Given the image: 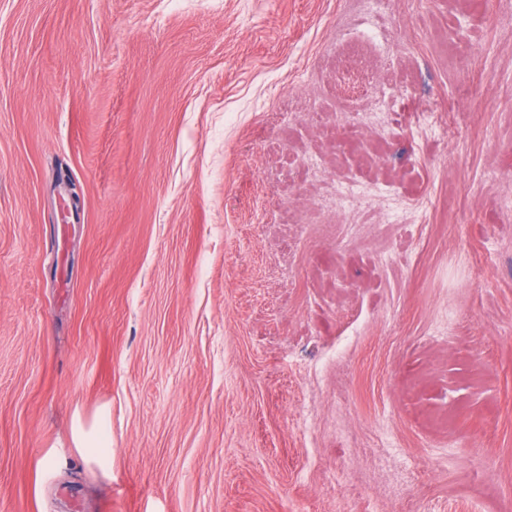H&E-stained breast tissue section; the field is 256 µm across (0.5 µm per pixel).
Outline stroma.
Wrapping results in <instances>:
<instances>
[{"mask_svg": "<svg viewBox=\"0 0 512 512\" xmlns=\"http://www.w3.org/2000/svg\"><path fill=\"white\" fill-rule=\"evenodd\" d=\"M0 512H512V0H0ZM110 409L99 408L91 419L76 411L73 418L72 438L84 462L100 469L106 476L112 474V442L108 432Z\"/></svg>", "mask_w": 512, "mask_h": 512, "instance_id": "obj_1", "label": "stroma"}]
</instances>
